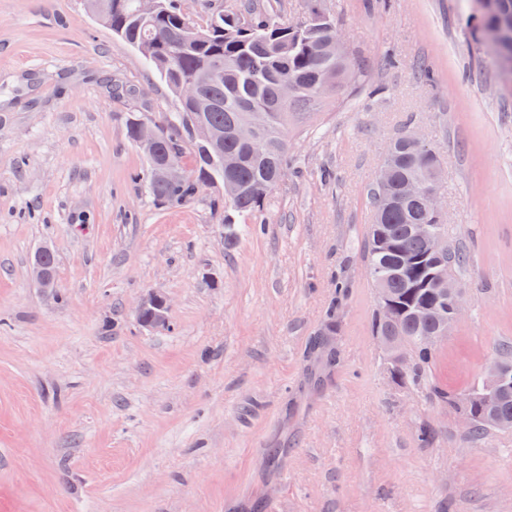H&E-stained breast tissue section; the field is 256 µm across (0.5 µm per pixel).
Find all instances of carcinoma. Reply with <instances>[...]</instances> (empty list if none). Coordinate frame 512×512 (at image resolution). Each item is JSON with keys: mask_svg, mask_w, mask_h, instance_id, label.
Returning a JSON list of instances; mask_svg holds the SVG:
<instances>
[{"mask_svg": "<svg viewBox=\"0 0 512 512\" xmlns=\"http://www.w3.org/2000/svg\"><path fill=\"white\" fill-rule=\"evenodd\" d=\"M106 13L105 28L135 50L177 94L181 83L204 81L206 95L215 106L198 112L178 102L174 115L161 113L160 150L177 163L190 155L192 165L183 167L185 177L174 185L160 184L147 176V190L153 202L162 206L183 204L195 197V185L207 179L224 184V223L228 239L237 231L233 214L255 212L265 205L275 187L277 172L288 167V113L307 111L318 104L325 91L320 82L331 76L340 82L356 83L364 71L361 60L345 46L330 54L325 46L335 37L336 21L325 14L313 16L304 24L288 25L274 12L245 9V14L211 15L203 25L191 22L181 11L178 0H158L155 13L143 16L137 0H93ZM482 27L500 26L505 37L487 45L500 60L505 74L512 76V0H486L479 9ZM216 61L224 63V78H208ZM293 84V98L278 103V88ZM204 118L224 133V154L237 159V166L226 172L216 168L208 149L192 137L191 127ZM257 125L269 144L263 157L250 153L246 145L233 136L242 122ZM392 174L390 183L375 182L370 189L373 222L363 236L360 251L365 262L379 269L383 287L394 303L395 319L386 324L373 314L371 327L376 336H407L413 340V359L401 381L413 386L426 384L427 374L436 353V345L422 340L437 335L434 317L428 307L448 306L432 282L424 288L415 284L423 279V268L440 262L449 274H460L468 267L469 256L463 246H448V255L437 260L428 254L426 244L409 232L411 224H439L442 219L429 208L424 197L408 198L404 187L409 182L430 185L432 168L441 159L428 145L417 146L404 133L387 148ZM391 235L396 249L379 252L375 246L377 230ZM435 397L457 410L473 414L476 407H466L467 392L452 393L437 386ZM501 419L512 418V394L491 402L483 409Z\"/></svg>", "mask_w": 512, "mask_h": 512, "instance_id": "1", "label": "carcinoma"}]
</instances>
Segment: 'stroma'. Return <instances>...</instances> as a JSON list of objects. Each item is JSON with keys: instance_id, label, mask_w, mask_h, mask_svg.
I'll return each mask as SVG.
<instances>
[{"instance_id": "1", "label": "stroma", "mask_w": 512, "mask_h": 512, "mask_svg": "<svg viewBox=\"0 0 512 512\" xmlns=\"http://www.w3.org/2000/svg\"><path fill=\"white\" fill-rule=\"evenodd\" d=\"M315 12L366 80L291 117L288 175L229 245L213 194L146 191L126 121L176 111L158 76L84 0H0V512H512V430L473 441L431 393L512 344V92L469 0L277 6ZM411 131L443 161L448 241L470 255L468 315L420 387L372 334L357 246ZM45 244L52 293L32 275ZM341 279L328 367L310 345ZM151 291L168 328L136 320ZM269 448L288 451L273 471Z\"/></svg>"}]
</instances>
